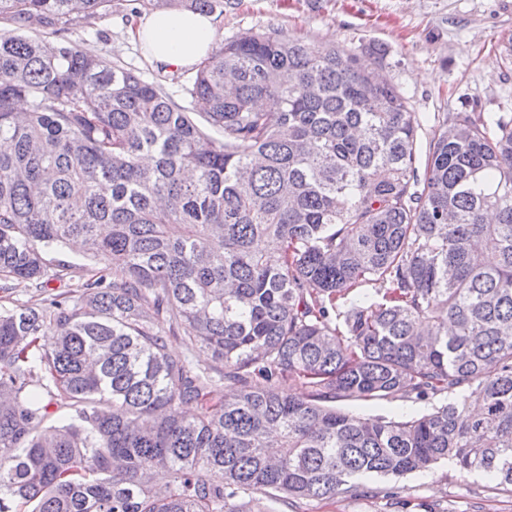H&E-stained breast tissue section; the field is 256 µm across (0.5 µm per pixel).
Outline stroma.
Segmentation results:
<instances>
[{
    "mask_svg": "<svg viewBox=\"0 0 512 512\" xmlns=\"http://www.w3.org/2000/svg\"><path fill=\"white\" fill-rule=\"evenodd\" d=\"M135 0H114L92 24L71 26L68 36L82 52H94L155 82L196 123L200 107L184 88L193 69L165 72L144 57L132 35L140 16ZM220 40L255 30L290 35L357 54L382 66L408 97L421 129L418 160H425L430 133L457 112L512 113V0H224L215 15ZM445 395L370 402L344 401L341 409L384 417L420 414L445 402ZM265 512H512V494L485 476L463 475L449 463L402 478L371 476L355 494L331 499L263 498Z\"/></svg>",
    "mask_w": 512,
    "mask_h": 512,
    "instance_id": "1",
    "label": "stroma"
}]
</instances>
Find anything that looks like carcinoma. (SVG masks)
I'll return each mask as SVG.
<instances>
[{
	"instance_id": "carcinoma-1",
	"label": "carcinoma",
	"mask_w": 512,
	"mask_h": 512,
	"mask_svg": "<svg viewBox=\"0 0 512 512\" xmlns=\"http://www.w3.org/2000/svg\"><path fill=\"white\" fill-rule=\"evenodd\" d=\"M111 9L0 0L20 30L0 33V512H243L443 460L512 489V113L443 119L420 172L395 84L245 32L187 88L214 138L61 35ZM72 242L88 263L45 258ZM13 280L40 304L6 305ZM444 393L418 415L336 406Z\"/></svg>"
}]
</instances>
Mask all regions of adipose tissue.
<instances>
[{
    "label": "adipose tissue",
    "mask_w": 512,
    "mask_h": 512,
    "mask_svg": "<svg viewBox=\"0 0 512 512\" xmlns=\"http://www.w3.org/2000/svg\"><path fill=\"white\" fill-rule=\"evenodd\" d=\"M135 38L151 64L173 72L190 68L207 57L217 42L218 30L212 15L169 9L140 20Z\"/></svg>",
    "instance_id": "adipose-tissue-1"
}]
</instances>
